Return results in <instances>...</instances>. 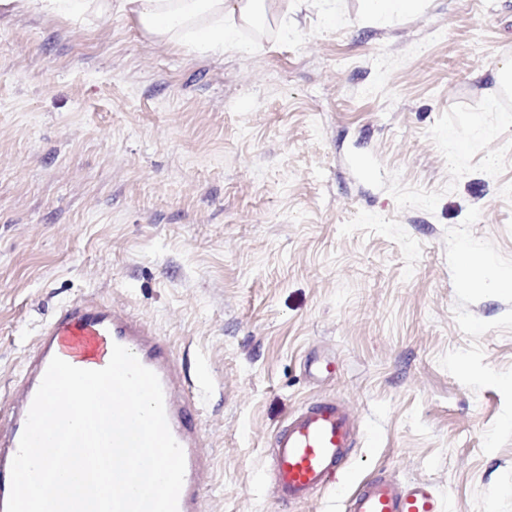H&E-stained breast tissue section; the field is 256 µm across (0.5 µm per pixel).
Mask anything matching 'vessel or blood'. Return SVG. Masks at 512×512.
I'll return each mask as SVG.
<instances>
[{
  "instance_id": "b4317fda",
  "label": "vessel or blood",
  "mask_w": 512,
  "mask_h": 512,
  "mask_svg": "<svg viewBox=\"0 0 512 512\" xmlns=\"http://www.w3.org/2000/svg\"><path fill=\"white\" fill-rule=\"evenodd\" d=\"M129 349L159 378L169 429L185 457L178 512H204V480L212 455L202 435L200 397L207 386L193 379L187 357L177 354L157 327L129 305L85 293L61 304L41 325L23 361L6 414L0 415V512L11 490V465L29 409L52 358L99 370L114 345ZM363 433L351 409L337 397L305 403L274 431L262 481L281 507L316 500L337 488L344 512H446V504L426 482L406 481L382 471L351 483L347 469Z\"/></svg>"
}]
</instances>
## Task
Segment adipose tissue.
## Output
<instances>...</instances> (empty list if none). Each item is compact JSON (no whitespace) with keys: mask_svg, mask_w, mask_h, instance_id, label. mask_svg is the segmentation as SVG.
I'll use <instances>...</instances> for the list:
<instances>
[{"mask_svg":"<svg viewBox=\"0 0 512 512\" xmlns=\"http://www.w3.org/2000/svg\"><path fill=\"white\" fill-rule=\"evenodd\" d=\"M272 0H0L16 10L82 15L118 9L148 32L171 38L189 33L191 46L223 50L237 28L266 12Z\"/></svg>","mask_w":512,"mask_h":512,"instance_id":"obj_1","label":"adipose tissue"}]
</instances>
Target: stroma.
Returning <instances> with one entry per match:
<instances>
[{"label":"stroma","mask_w":512,"mask_h":512,"mask_svg":"<svg viewBox=\"0 0 512 512\" xmlns=\"http://www.w3.org/2000/svg\"><path fill=\"white\" fill-rule=\"evenodd\" d=\"M274 10L212 52L116 11L0 8V403L39 324L96 290L209 383L204 512H340L331 488L280 510L260 480L324 396L358 417L357 477L512 512V111L490 77L512 0ZM317 350L334 375L309 377ZM368 18L386 19L393 15L417 10L423 0H364Z\"/></svg>","instance_id":"1"}]
</instances>
